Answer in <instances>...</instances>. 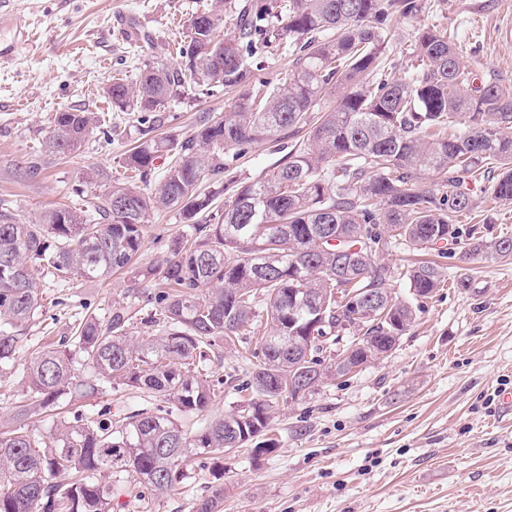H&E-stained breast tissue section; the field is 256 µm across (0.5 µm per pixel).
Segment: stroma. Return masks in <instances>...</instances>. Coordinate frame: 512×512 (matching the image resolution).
<instances>
[{
	"mask_svg": "<svg viewBox=\"0 0 512 512\" xmlns=\"http://www.w3.org/2000/svg\"><path fill=\"white\" fill-rule=\"evenodd\" d=\"M205 0H12L30 26L31 40L0 68V198L20 218L56 206L79 207L107 193L109 181L87 183V167L122 177V155L142 131L178 138L205 118L232 111L234 99L216 87H193L164 112H116L103 97L114 76H135L144 62L177 65L185 23ZM408 20L393 19L386 53L387 80L412 66L413 32L446 30L462 48L475 85L512 87V0H424ZM99 113L110 138L90 135L83 152L46 157L42 171L20 174L56 112ZM280 152L270 144L246 146L228 174L252 181L273 170ZM489 183L467 181L479 205L461 217V229L480 224L486 238L512 237V203L490 200ZM139 264L151 266L169 239L187 233L178 210L145 218ZM413 259L407 246L380 254L394 271L390 289L413 305L416 319L382 359L353 376L326 381L302 399H281L270 409L267 436L273 452L253 458L236 449L214 479L195 469L178 490L161 496L143 490L136 474L121 476L113 512H193L194 504L223 488L221 512H512V415L499 397L512 392V262L471 263L455 247L440 264L445 288L422 299L405 278ZM470 285L453 287L460 275ZM129 276L104 281L74 278L50 285L42 312L23 342L24 353L71 333L83 308L109 316L131 288ZM147 396L125 387L81 397L87 412L110 407L123 414L144 407Z\"/></svg>",
	"mask_w": 512,
	"mask_h": 512,
	"instance_id": "stroma-1",
	"label": "stroma"
}]
</instances>
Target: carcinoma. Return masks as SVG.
I'll list each match as a JSON object with an SVG mask.
<instances>
[{
  "instance_id": "carcinoma-1",
  "label": "carcinoma",
  "mask_w": 512,
  "mask_h": 512,
  "mask_svg": "<svg viewBox=\"0 0 512 512\" xmlns=\"http://www.w3.org/2000/svg\"><path fill=\"white\" fill-rule=\"evenodd\" d=\"M424 0H213L193 12L180 55L185 67L147 65L136 78L117 77L104 97L119 112H163L185 86L227 92L246 86L234 110L209 119L190 136L141 140L122 157L126 176L92 209L55 207L22 222L0 200V370L16 365L29 322L41 311L43 287L72 275L102 281L126 271L138 288L129 296L151 306L147 322L159 336L126 335L131 303L101 319L75 320L72 335L26 363V394L0 426V512H112L120 485L104 471H134L163 495L191 478L188 461L204 458L224 469V455L265 435L271 404L288 397V376L311 366L329 369L324 353L364 354L395 345L414 320L410 304L393 300L384 319L362 321L364 336L337 339L336 319L349 291L388 294L389 269L378 249L399 241L417 251L460 243L457 218L477 207L465 179L495 161L491 199L512 203V89L476 87L460 48L445 32L414 35L412 72L396 81L370 76L386 68L387 17L417 16ZM225 13L236 35L215 38ZM286 49L293 68L277 86L254 78L248 59L257 46ZM343 93L336 105L323 100ZM467 119L463 133L448 128ZM100 127L95 112L55 114L42 154L81 151ZM288 141V152L264 178L224 179V156L250 144ZM174 159L158 182L157 160ZM433 182H424V176ZM218 187L203 193V180ZM230 194L224 207L214 206ZM176 209L193 221L154 265L136 266L143 224L153 211ZM465 253L472 260L512 259V237L488 240L475 227ZM413 295L445 286L434 261L407 273ZM251 331L258 363L237 385L249 402L219 417L209 413L224 380L210 371L224 342ZM312 343L310 358L288 357L279 337ZM101 386L133 387L169 407L112 417L67 411L50 442L39 443L27 420L58 406L78 385L77 360ZM200 415L183 429L175 412ZM60 472L67 483L55 482ZM224 490L196 504L219 512Z\"/></svg>"
}]
</instances>
